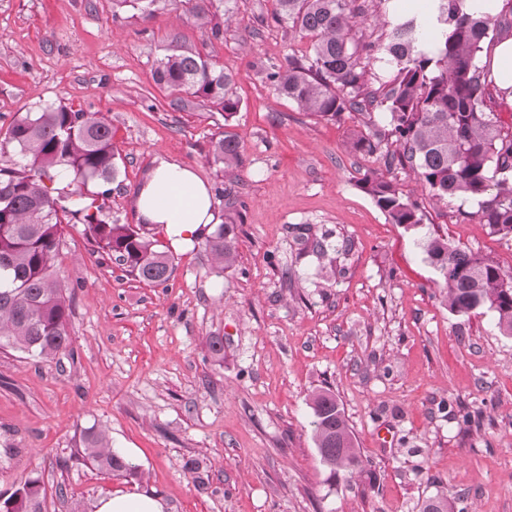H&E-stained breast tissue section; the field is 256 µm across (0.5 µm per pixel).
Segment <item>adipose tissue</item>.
Returning a JSON list of instances; mask_svg holds the SVG:
<instances>
[{"label":"adipose tissue","mask_w":512,"mask_h":512,"mask_svg":"<svg viewBox=\"0 0 512 512\" xmlns=\"http://www.w3.org/2000/svg\"><path fill=\"white\" fill-rule=\"evenodd\" d=\"M138 220L182 248L204 239L217 223L209 186L189 167L158 158L134 201ZM94 512H164L151 493H107Z\"/></svg>","instance_id":"ef3b65f1"}]
</instances>
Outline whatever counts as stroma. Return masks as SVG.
<instances>
[{"label":"stroma","instance_id":"obj_1","mask_svg":"<svg viewBox=\"0 0 512 512\" xmlns=\"http://www.w3.org/2000/svg\"><path fill=\"white\" fill-rule=\"evenodd\" d=\"M272 7L238 0L232 25L215 10L202 26L167 0L150 15L112 0H0V142L46 106L103 112L118 149L112 219L135 223L136 192L163 157L193 168L222 223H238L232 268L218 270L200 242L170 252L163 284L66 226L57 270L73 352L0 349V500L32 477L31 512H92L100 495L136 490L165 512H421L436 494L461 512H512V336L491 312L453 314L418 233L390 223L356 181L383 173L424 207L427 227L507 272L512 238L492 234L472 202L430 200L411 172L352 152L351 129L385 125L379 107L332 124L279 97L267 72L310 47L258 23ZM353 7L359 61L379 73L367 48L385 38L383 9ZM178 51L233 73L232 120L190 96L171 107L153 72ZM224 131L241 144L233 177L211 152ZM317 389L335 395L376 482L330 479L314 442ZM93 430L139 478L84 459Z\"/></svg>","mask_w":512,"mask_h":512}]
</instances>
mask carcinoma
<instances>
[{
	"label": "carcinoma",
	"mask_w": 512,
	"mask_h": 512,
	"mask_svg": "<svg viewBox=\"0 0 512 512\" xmlns=\"http://www.w3.org/2000/svg\"><path fill=\"white\" fill-rule=\"evenodd\" d=\"M224 4V17H234V0H207L192 8L196 18L214 3ZM352 0H274L263 22L283 25L311 43L309 53L288 55L266 79L276 93L321 121L340 123L362 109L373 95L367 71L359 66L361 48L351 37ZM421 14L392 9L388 33L378 45V60L388 69L380 105L388 128L351 134L356 152H385L388 162L409 167L435 200L461 197L476 201V215L491 233L512 236V130L487 107L484 74L477 65L496 15L463 10V0H430ZM155 82L170 89L171 105L181 94L224 113V122L240 109L232 93L234 76L224 66L196 52L164 56ZM7 143L18 150L23 165L0 168V348L48 358L70 349V297L56 272L63 224L83 226L87 240L149 283H164L172 270L155 241L132 224H117L103 207L83 203L94 183L99 195L117 175V149L112 127L100 112L66 105L27 112L14 121ZM213 158L224 170L241 163L240 142L226 132L214 144ZM62 186L50 193L45 180ZM357 187L393 224L415 230L425 224L421 207L376 171L363 174ZM236 233L219 224L206 238V249L220 266L232 263ZM425 260L438 273L448 308L460 315L485 309L499 331L512 336V273L491 258L452 245L438 231L419 240ZM315 443L330 478L366 473L352 432L335 396L328 390L310 394ZM86 457L100 468L130 478L138 468L112 450L105 433L87 438ZM38 480L28 478L0 512H29L38 498ZM421 512H455L445 495L428 498Z\"/></svg>",
	"instance_id": "1"
}]
</instances>
